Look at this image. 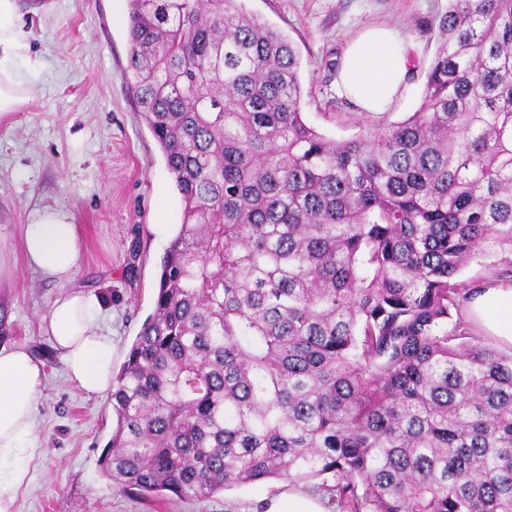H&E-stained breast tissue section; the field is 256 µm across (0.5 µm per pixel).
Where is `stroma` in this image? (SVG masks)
Wrapping results in <instances>:
<instances>
[{"label":"stroma","mask_w":512,"mask_h":512,"mask_svg":"<svg viewBox=\"0 0 512 512\" xmlns=\"http://www.w3.org/2000/svg\"><path fill=\"white\" fill-rule=\"evenodd\" d=\"M25 39L16 69L29 96L0 118V345H20L44 363L36 409L34 478L18 512H262L264 498L286 489L270 480L208 498H144L103 476L112 435L109 396L70 380L44 318L66 287L99 294L103 328L122 367L157 292L168 245L165 225L181 223L183 203L162 153L138 112L126 79L129 0H18ZM288 37L300 58L306 121L347 138L415 112L438 43L448 0H246ZM384 24L414 59L408 93L384 113L360 111L336 91L346 42ZM68 211L82 238L79 268L65 285L25 258L22 239L37 211ZM139 244L137 276L128 267Z\"/></svg>","instance_id":"1"}]
</instances>
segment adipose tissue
Instances as JSON below:
<instances>
[{
    "mask_svg": "<svg viewBox=\"0 0 512 512\" xmlns=\"http://www.w3.org/2000/svg\"><path fill=\"white\" fill-rule=\"evenodd\" d=\"M25 31L17 0H0V116L24 100L26 88L13 68ZM411 60L405 41L392 29L370 26L342 53L338 89L365 112H386L408 88ZM29 264L50 279L66 282L78 268L81 243L68 212L48 209L24 230ZM104 306L92 292L72 290L52 302L44 322L68 375L90 394L112 390L113 344L100 321ZM468 321L500 344L512 346V282L482 287L467 303ZM44 381L42 363L21 346L0 347V512H16L30 484L37 397Z\"/></svg>",
    "mask_w": 512,
    "mask_h": 512,
    "instance_id": "1",
    "label": "adipose tissue"
}]
</instances>
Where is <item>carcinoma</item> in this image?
I'll return each instance as SVG.
<instances>
[{"label":"carcinoma","instance_id":"carcinoma-1","mask_svg":"<svg viewBox=\"0 0 512 512\" xmlns=\"http://www.w3.org/2000/svg\"><path fill=\"white\" fill-rule=\"evenodd\" d=\"M438 33L417 111L336 140L244 0H130L126 77L184 208L112 381V483L329 474L350 512H512V354L448 332L456 274L512 255V0H448Z\"/></svg>","mask_w":512,"mask_h":512}]
</instances>
